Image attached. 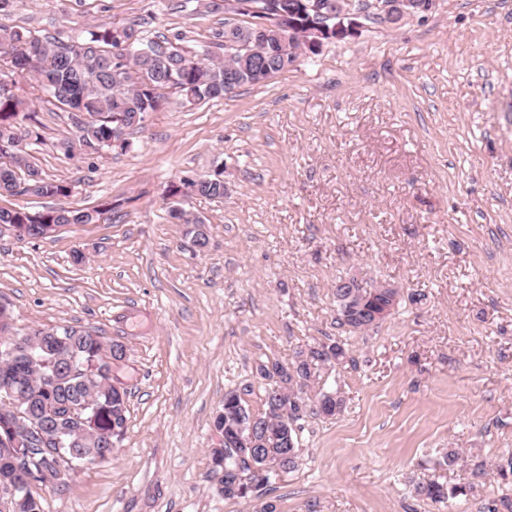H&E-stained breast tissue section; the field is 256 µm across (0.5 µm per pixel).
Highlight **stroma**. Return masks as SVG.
<instances>
[{
    "label": "stroma",
    "instance_id": "35a3bbf8",
    "mask_svg": "<svg viewBox=\"0 0 512 512\" xmlns=\"http://www.w3.org/2000/svg\"><path fill=\"white\" fill-rule=\"evenodd\" d=\"M142 20L191 54L224 28L196 0H13L0 17L66 41ZM16 92L44 176L101 219L0 235V301L16 332L93 327L127 349L112 369L129 392L122 441L41 488L43 512H259L212 478L213 418L236 388L261 409L258 360L332 341L353 359L325 377L344 409L307 419L300 466L268 493L277 512H512L496 475L512 456V0L364 22L220 100L165 91L124 152L66 153L69 113L32 75ZM218 166L223 199L184 203L200 251L166 197ZM342 278L399 288L391 314L340 325ZM448 448L458 463L438 467ZM428 480L470 491L412 497Z\"/></svg>",
    "mask_w": 512,
    "mask_h": 512
}]
</instances>
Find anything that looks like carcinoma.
Segmentation results:
<instances>
[{"label":"carcinoma","instance_id":"cac0c4a2","mask_svg":"<svg viewBox=\"0 0 512 512\" xmlns=\"http://www.w3.org/2000/svg\"><path fill=\"white\" fill-rule=\"evenodd\" d=\"M250 4L253 11L239 15L246 24L224 22L222 41L206 48L203 57L188 54L165 35L149 37L134 26L100 23L88 30L81 41L65 42L55 36L34 38L21 27L0 24V57L6 55L12 73L34 72L41 89L71 118L80 135L64 144L72 153L82 148H112V117L123 118L125 128L142 127L148 113L155 111L162 90L173 89L187 101L224 98V80L231 76L237 86L256 85L295 66L301 56L299 45L288 37L279 11H287L300 0H201L208 12L222 9L236 12L232 2ZM24 101L15 93L0 94V197L35 195L40 198H68L72 187L46 178L36 158L18 147L20 140H40L34 130L21 131L15 118ZM194 194L208 199L224 198V169L219 167L194 184ZM97 209L59 205L42 211L24 206L0 207L1 224L27 225V238L54 233L56 224H95ZM170 216L195 225V240L207 245L200 231L201 221L191 216L181 202L170 206ZM378 288L359 283L348 288L336 284V303L342 323L365 330L369 321L354 317L353 308L371 304ZM9 305L0 303V382L10 380L15 408L29 414L42 431L43 451L36 455L46 468L67 465L72 452L112 454L109 441L120 442L127 428V389L108 384L112 350L120 344L107 342L90 327L64 326L56 329L31 328L25 332L27 346L17 356L1 351L21 340L11 334ZM351 361L346 348L337 343L318 342L296 352L283 363L268 358L256 366L266 381L263 410L247 408L236 389L224 394V402L246 407L261 434H273L271 447L263 449L272 467L253 471V451L223 443L211 449L212 474L232 473L229 483L217 481L226 499L260 498L277 477L298 467L301 434L307 418L334 416L344 401L338 391L319 382L320 369ZM0 414V512H43L38 483L32 482L15 494L6 492L7 477L14 476V463L27 457L28 445L13 441L3 427ZM471 487H446L437 481L418 482L412 494L420 500L445 503L467 495Z\"/></svg>","mask_w":512,"mask_h":512}]
</instances>
